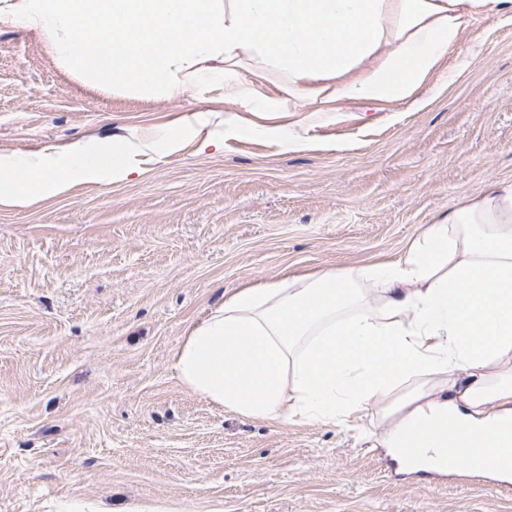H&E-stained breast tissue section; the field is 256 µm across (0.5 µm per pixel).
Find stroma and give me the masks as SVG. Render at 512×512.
<instances>
[{"mask_svg":"<svg viewBox=\"0 0 512 512\" xmlns=\"http://www.w3.org/2000/svg\"><path fill=\"white\" fill-rule=\"evenodd\" d=\"M417 97L314 113L253 56L171 97L101 91L0 24V156L182 136L128 179L0 206V512H512V484L388 473L381 419H250L173 367L231 293L396 260L512 182L511 20L471 19ZM268 98L290 111H260ZM211 134L221 149L202 148Z\"/></svg>","mask_w":512,"mask_h":512,"instance_id":"obj_1","label":"stroma"}]
</instances>
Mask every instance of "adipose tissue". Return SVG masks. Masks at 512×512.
I'll return each mask as SVG.
<instances>
[{"label":"adipose tissue","instance_id":"1","mask_svg":"<svg viewBox=\"0 0 512 512\" xmlns=\"http://www.w3.org/2000/svg\"><path fill=\"white\" fill-rule=\"evenodd\" d=\"M481 14L512 18V0H0V24L37 30L98 89L170 96L204 62L258 54L287 67L295 95L318 98L312 83L331 82L330 101L410 97ZM134 169L108 140L0 157V203ZM174 368L210 403L255 419L333 425L374 411L392 423L391 449L430 426L495 448L512 430V182L456 203L398 260L231 294L189 329Z\"/></svg>","mask_w":512,"mask_h":512}]
</instances>
